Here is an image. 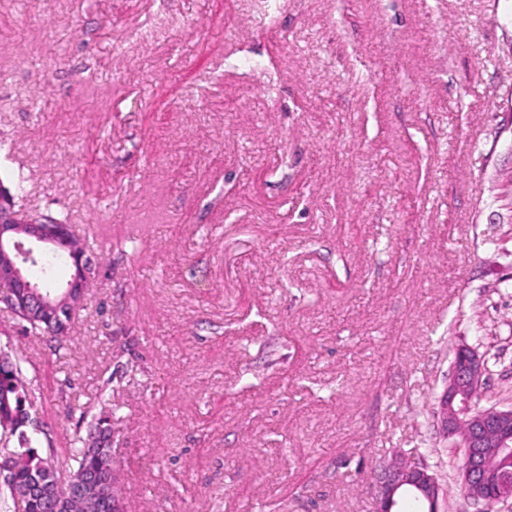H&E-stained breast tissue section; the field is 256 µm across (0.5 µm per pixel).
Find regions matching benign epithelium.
Masks as SVG:
<instances>
[{"label":"benign epithelium","mask_w":512,"mask_h":512,"mask_svg":"<svg viewBox=\"0 0 512 512\" xmlns=\"http://www.w3.org/2000/svg\"><path fill=\"white\" fill-rule=\"evenodd\" d=\"M9 190L0 185V303L22 322L37 320L57 310L58 304L82 306L90 278L91 259L75 256V271L61 296L52 299L22 275L18 264L46 248L67 245L76 236L73 225L22 215ZM451 374L439 396V419L449 436L464 431L462 483L467 498L491 504L512 499V407L479 409L472 403L470 387L483 381L486 366L473 349L462 345ZM415 498L418 512H441L443 490L427 465L402 458L393 461L381 477L372 512H400L403 496Z\"/></svg>","instance_id":"benign-epithelium-1"}]
</instances>
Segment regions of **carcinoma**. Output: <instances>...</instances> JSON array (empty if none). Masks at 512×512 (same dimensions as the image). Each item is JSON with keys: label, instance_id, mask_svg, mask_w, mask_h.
<instances>
[{"label": "carcinoma", "instance_id": "obj_1", "mask_svg": "<svg viewBox=\"0 0 512 512\" xmlns=\"http://www.w3.org/2000/svg\"><path fill=\"white\" fill-rule=\"evenodd\" d=\"M60 254L72 257L70 250H46L36 260L25 265L48 269ZM38 388L23 374L21 363L7 352L0 351V458L9 457L13 471L0 476L9 489L12 500L24 494L30 478L42 473L48 476L51 498L24 503L26 512H65V498L72 484L97 472L106 478L105 483L86 503L85 512H123L118 490L112 479V449L104 445L112 430V412L102 410L92 413L90 403L75 404L69 409L73 432L66 458L68 469L60 476L55 442L47 423L31 419L27 426H16L9 418L16 411L35 414L34 400Z\"/></svg>", "mask_w": 512, "mask_h": 512}]
</instances>
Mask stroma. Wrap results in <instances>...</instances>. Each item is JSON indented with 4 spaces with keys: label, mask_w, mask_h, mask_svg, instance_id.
Returning a JSON list of instances; mask_svg holds the SVG:
<instances>
[{
    "label": "stroma",
    "mask_w": 512,
    "mask_h": 512,
    "mask_svg": "<svg viewBox=\"0 0 512 512\" xmlns=\"http://www.w3.org/2000/svg\"><path fill=\"white\" fill-rule=\"evenodd\" d=\"M94 238L61 351L126 512H372L384 462L476 512L453 351L512 407V0H0V178Z\"/></svg>",
    "instance_id": "obj_1"
}]
</instances>
